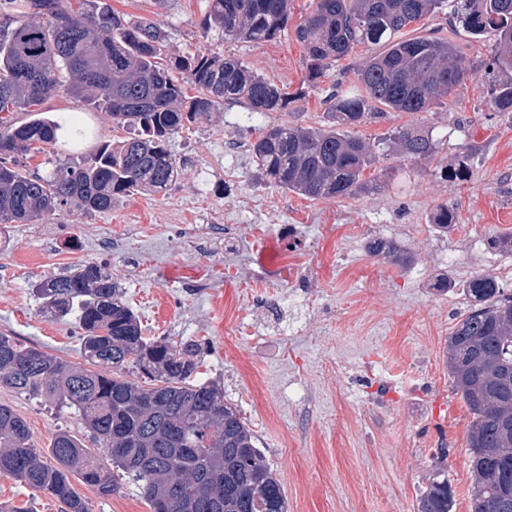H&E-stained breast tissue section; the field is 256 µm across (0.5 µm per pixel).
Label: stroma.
<instances>
[{"instance_id":"obj_1","label":"stroma","mask_w":512,"mask_h":512,"mask_svg":"<svg viewBox=\"0 0 512 512\" xmlns=\"http://www.w3.org/2000/svg\"><path fill=\"white\" fill-rule=\"evenodd\" d=\"M106 2L127 20L160 26L172 53L206 47L232 54L286 87L297 100L269 115L272 123H325L327 95L336 85L353 87L367 55L356 47L327 76L310 79L295 30L314 0H291L281 35L257 44L205 34L209 0ZM487 90L479 71L448 104L389 112L355 129L371 140L405 124L430 129L452 163L472 145L467 180L383 156L371 170L376 192L318 200L260 181L249 153L226 152V144L250 143L258 132L239 119L245 104H225L209 123L171 137L180 164L173 189L125 197L105 213L73 206L45 216L38 234L10 225L0 244V333L86 367L77 321L42 313L33 286L73 266L101 265L120 283L144 336L198 344V380L223 384L225 401L240 410L281 481L288 512H414L443 448L453 512H470L472 416L452 390L445 347L466 306L460 282L492 275L512 293V255L488 246L489 238L512 231V114L493 110ZM45 108L77 120L90 136L78 148L26 159L28 170L49 174L126 135L107 113L65 92ZM228 164L240 175L230 185ZM230 193L263 195L277 219L241 213L236 238L186 251L185 232L223 208ZM442 204L456 220L445 233L430 222ZM106 231L114 241L108 250L98 243ZM378 237L401 243L411 262L401 269L369 256L365 245ZM444 277L455 288L438 291ZM0 403L25 419L35 448H49L62 429L86 436L73 411L57 412L5 386ZM119 485L102 498L73 483L91 512H150L136 484ZM0 505L61 512L53 498L1 476Z\"/></svg>"}]
</instances>
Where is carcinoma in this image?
Listing matches in <instances>:
<instances>
[{
  "label": "carcinoma",
  "mask_w": 512,
  "mask_h": 512,
  "mask_svg": "<svg viewBox=\"0 0 512 512\" xmlns=\"http://www.w3.org/2000/svg\"><path fill=\"white\" fill-rule=\"evenodd\" d=\"M289 2L211 0L205 31L224 41H271L288 23ZM443 12L444 22L432 29L411 27ZM462 31L473 39L494 36L490 69L505 79L492 81L489 103L512 112V0H316L295 32L310 77L365 46L358 87L325 100L327 126L259 130L249 148L252 162L269 183L309 199L370 190L376 179L365 171L380 155L435 161L441 174L460 175L467 164L460 159L448 168L430 130L398 127L369 142L351 129L383 108L411 113L443 104L471 71L457 40ZM61 90L108 113L128 136L46 177L24 171L15 154L51 153L61 130L75 146L86 135L71 119L41 116ZM228 102L246 104L254 118L284 110L293 97L234 55L206 49L173 56L159 27L132 24L90 0H0V224L27 223L72 205L106 212L134 193L171 189L179 175L171 136L208 122ZM19 112L35 118L19 124L13 121ZM366 250L400 267L410 262L392 239H372ZM461 287L467 309L448 336L446 363L454 393L472 414L471 512H512V294L490 275ZM37 293L52 319L77 315L85 359L96 369L75 368L1 333L0 383L74 410L109 466L67 431L44 455L33 447L26 421L0 404L1 476L51 496L63 512H90L73 477L101 498L127 477L151 512H288L284 487L245 418L224 402L221 385L189 382L198 369L197 345L144 338L120 284L96 264L46 278ZM453 507L448 479H434L417 512Z\"/></svg>",
  "instance_id": "1"
}]
</instances>
